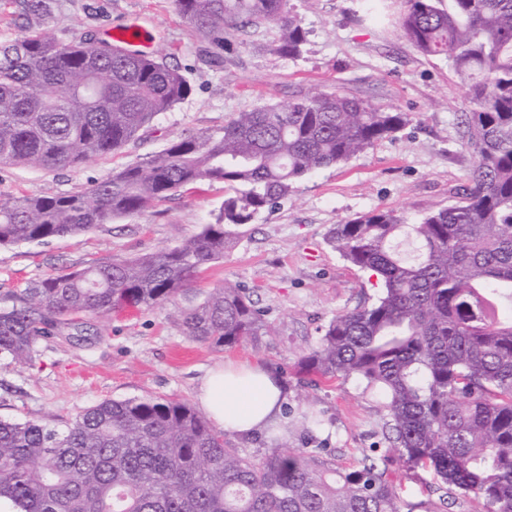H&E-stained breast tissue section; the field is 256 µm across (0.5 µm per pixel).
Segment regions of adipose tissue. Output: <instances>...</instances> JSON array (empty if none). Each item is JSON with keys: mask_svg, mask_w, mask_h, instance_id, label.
Returning <instances> with one entry per match:
<instances>
[{"mask_svg": "<svg viewBox=\"0 0 512 512\" xmlns=\"http://www.w3.org/2000/svg\"><path fill=\"white\" fill-rule=\"evenodd\" d=\"M198 400L229 435H266L288 423L286 386L278 374L260 365L217 366L202 380Z\"/></svg>", "mask_w": 512, "mask_h": 512, "instance_id": "adipose-tissue-1", "label": "adipose tissue"}]
</instances>
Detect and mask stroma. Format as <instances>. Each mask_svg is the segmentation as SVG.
<instances>
[{"instance_id": "35a3bbf8", "label": "stroma", "mask_w": 512, "mask_h": 512, "mask_svg": "<svg viewBox=\"0 0 512 512\" xmlns=\"http://www.w3.org/2000/svg\"><path fill=\"white\" fill-rule=\"evenodd\" d=\"M288 7L307 31L301 57H281L259 45L226 52L223 66L212 67L198 60V42L173 0H45L37 16L25 12L22 0H0V42L37 31L66 43L134 21L152 42L153 55L180 66L191 84L184 100L117 152L75 169L0 164L2 198L67 195L106 181L174 139L222 128L232 113L247 107L288 103L309 87L342 90L409 115L394 137L298 181L288 200L240 227L223 259L204 267L164 306L95 321L97 336L78 345L62 336L41 340L31 366L1 357L0 418L61 426L101 400L142 396L194 406L211 367L247 361L281 376L290 420L305 412L320 417L319 428L292 432L294 447L322 449L341 468L384 447L377 396L352 380L312 382L299 373L297 362L317 345L337 312L376 293L368 274L329 243L333 227L374 209L394 210L412 221L452 204L466 184L474 156L460 116L468 97L446 58L422 56L399 36L401 0H288ZM226 193L220 182L190 185L76 240L0 247V296L51 274L174 247L212 222ZM226 282L250 293L270 333L219 351L186 336L174 316ZM399 493L413 512L481 508L471 496L441 501L439 492L416 478L402 480Z\"/></svg>"}]
</instances>
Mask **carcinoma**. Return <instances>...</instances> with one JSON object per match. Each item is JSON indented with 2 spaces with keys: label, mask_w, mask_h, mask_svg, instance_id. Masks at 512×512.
I'll return each mask as SVG.
<instances>
[{
  "label": "carcinoma",
  "mask_w": 512,
  "mask_h": 512,
  "mask_svg": "<svg viewBox=\"0 0 512 512\" xmlns=\"http://www.w3.org/2000/svg\"><path fill=\"white\" fill-rule=\"evenodd\" d=\"M220 66L243 33L271 26V52L306 41L287 0H174ZM402 38L448 58L468 88L474 155L457 200L413 224L372 210L329 243L376 278L378 293L336 314L298 360L321 380L359 381L383 396L385 452L339 470L318 448L283 441L257 461L230 448L192 406L163 397L103 400L64 428L0 419V499L15 512H402L391 465L428 470L439 489L512 512V0H405ZM179 67L91 34L59 42L27 32L0 42V163L77 168L113 153L182 101ZM408 114L341 90H301L286 105L233 113L224 127L69 195L0 198V246L77 239L141 213L188 185L222 182L214 221L174 248L49 275L0 297V356L33 362L39 340L91 335L88 319L152 309L224 258L232 229L287 199L311 172L392 137ZM183 332L215 348L269 333L253 300L226 282L182 311Z\"/></svg>",
  "instance_id": "carcinoma-1"
}]
</instances>
